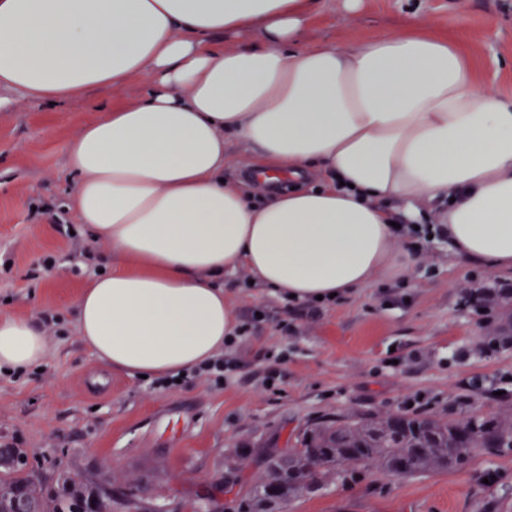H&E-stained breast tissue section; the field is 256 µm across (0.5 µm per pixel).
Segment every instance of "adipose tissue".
<instances>
[{"instance_id":"adipose-tissue-1","label":"adipose tissue","mask_w":512,"mask_h":512,"mask_svg":"<svg viewBox=\"0 0 512 512\" xmlns=\"http://www.w3.org/2000/svg\"><path fill=\"white\" fill-rule=\"evenodd\" d=\"M314 0H0V106L57 103L143 75L135 101L65 151L70 206L112 262L76 301L107 367L174 376L224 351V277L286 301L401 279L392 226L447 201L453 257L512 270V100L477 88L458 47L416 31L304 48ZM240 36L227 49L216 39ZM240 161L315 184L255 197ZM31 320L0 313V369L45 362Z\"/></svg>"}]
</instances>
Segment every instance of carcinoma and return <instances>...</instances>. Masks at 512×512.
<instances>
[{
    "label": "carcinoma",
    "mask_w": 512,
    "mask_h": 512,
    "mask_svg": "<svg viewBox=\"0 0 512 512\" xmlns=\"http://www.w3.org/2000/svg\"><path fill=\"white\" fill-rule=\"evenodd\" d=\"M512 449V410L487 414L472 407L461 418L430 413L410 415L350 412L306 425L288 450L259 458L255 485L238 497L237 512H281L288 502L312 495L330 482H346L358 467L386 476H421L461 470L480 453ZM0 469V512H14L24 495L33 512H116L130 509L133 493L118 496L99 482L62 476L53 490L8 449Z\"/></svg>",
    "instance_id": "cac0c4a2"
}]
</instances>
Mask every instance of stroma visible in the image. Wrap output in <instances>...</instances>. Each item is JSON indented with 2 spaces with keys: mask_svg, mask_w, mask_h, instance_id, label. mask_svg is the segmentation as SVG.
Listing matches in <instances>:
<instances>
[{
  "mask_svg": "<svg viewBox=\"0 0 512 512\" xmlns=\"http://www.w3.org/2000/svg\"><path fill=\"white\" fill-rule=\"evenodd\" d=\"M448 38L465 54L478 87L512 98V0H316L303 46H354L408 27ZM137 76L54 105L0 109V312L32 320L51 348L40 369L0 371V447L19 449L47 486L58 473L108 477L113 491L141 487L144 512H234L225 483H251L252 460L235 451L291 447L318 418L347 412L404 415L419 395L425 412L461 417L474 405L512 408V316L503 296L486 310L464 305L467 280L512 288V271L448 255L428 244L403 287L385 282L328 306L283 315V303L227 276L225 293L245 338L225 348L236 369L161 386L103 367L79 341L70 310L95 275L80 262L91 237L69 205L65 146L104 108L132 102ZM287 317L294 331L276 326ZM499 347L484 353L489 339ZM287 349L282 378L264 384L268 349ZM285 512H512V451L479 455L467 468L418 477L358 470L345 484L294 500Z\"/></svg>",
  "mask_w": 512,
  "mask_h": 512,
  "instance_id": "obj_1",
  "label": "stroma"
}]
</instances>
